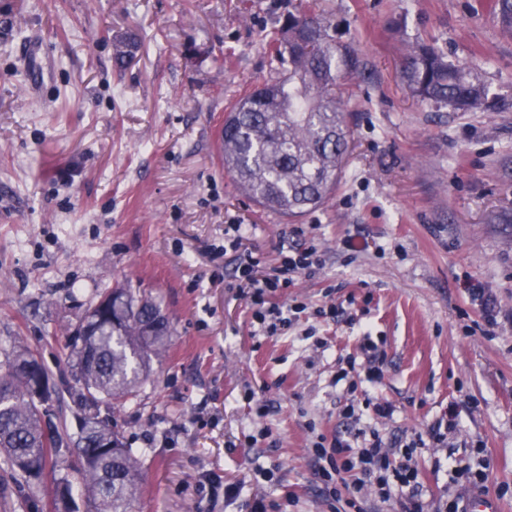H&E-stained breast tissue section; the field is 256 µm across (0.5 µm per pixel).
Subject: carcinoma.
Segmentation results:
<instances>
[{"label": "carcinoma", "instance_id": "cac0c4a2", "mask_svg": "<svg viewBox=\"0 0 512 512\" xmlns=\"http://www.w3.org/2000/svg\"><path fill=\"white\" fill-rule=\"evenodd\" d=\"M489 9L512 32V0ZM283 72L243 94L224 123V170L241 195L265 210L299 218L323 206L336 190L350 153L346 113L336 96L343 74L359 73L361 59L310 5H299L274 38ZM406 89L423 102L455 112H484L489 89L479 74L454 65L432 46H409L400 61ZM72 335L77 386L69 391L79 422L76 437L46 420L32 379L49 378L38 356L19 347L0 366V454L36 483L57 449L73 448L81 463L87 512H130L140 483L139 451L100 418L101 406L132 399L151 363L163 358L172 329L154 301L130 288H111ZM55 512H76L68 480H55Z\"/></svg>", "mask_w": 512, "mask_h": 512}]
</instances>
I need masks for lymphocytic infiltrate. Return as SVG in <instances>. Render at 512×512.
Returning a JSON list of instances; mask_svg holds the SVG:
<instances>
[{
  "label": "lymphocytic infiltrate",
  "mask_w": 512,
  "mask_h": 512,
  "mask_svg": "<svg viewBox=\"0 0 512 512\" xmlns=\"http://www.w3.org/2000/svg\"><path fill=\"white\" fill-rule=\"evenodd\" d=\"M228 238L229 246L235 253L236 280L239 290L248 293L255 308L253 317L263 335L284 336L290 331L297 314L305 311L302 303L286 304L278 297L290 288L300 276L316 277L323 269L321 251L317 245H310L301 250L281 252L274 266L265 262L250 249L244 248V236L240 225H232ZM360 358H347L346 366L339 372L340 378L349 374L362 375L364 383L369 386L380 385L384 378L385 355L379 352L371 336H363L359 345ZM394 405L383 398L365 397L362 406L346 405L345 416L360 422L358 431L363 444L360 450H353L350 443L341 437L318 435L314 443V456L317 471L330 497L345 498L351 508H358L356 496H344L347 489V474L354 470L376 473V485L381 499H389L393 484H400L404 489L401 497V512H423L422 503L415 489L417 468L413 461L415 449L426 446L442 448L448 443V433L457 426L455 409H448L444 418L438 419L427 433H412L403 448L391 450L386 446L379 431L365 425V418L392 417Z\"/></svg>",
  "instance_id": "f902f5d3"
}]
</instances>
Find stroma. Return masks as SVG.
<instances>
[{"label": "stroma", "instance_id": "1", "mask_svg": "<svg viewBox=\"0 0 512 512\" xmlns=\"http://www.w3.org/2000/svg\"><path fill=\"white\" fill-rule=\"evenodd\" d=\"M298 2L0 0V364L22 346L71 385L68 330L103 289L131 285L173 328L113 412L140 451L134 512H247L255 498L274 512H350L325 495L312 446L319 433L354 437L335 376L367 328L386 353L374 394L395 406L378 423L387 440L459 414L447 447L414 454L424 512L469 497L480 469L512 512V223L496 219L512 211V33L485 0H312L364 74L336 85L352 152L333 198L289 221L238 193L217 142L232 104L274 78L267 43ZM130 33L133 57L116 66ZM33 40L53 64L35 95ZM417 42L476 68L495 109L413 98L399 61ZM231 224L270 265L282 228L317 239L325 266L288 300L312 311L355 298L364 326L312 317L255 335L233 255L212 254ZM60 477L81 484L68 448L39 485L0 455V512H52Z\"/></svg>", "mask_w": 512, "mask_h": 512}]
</instances>
